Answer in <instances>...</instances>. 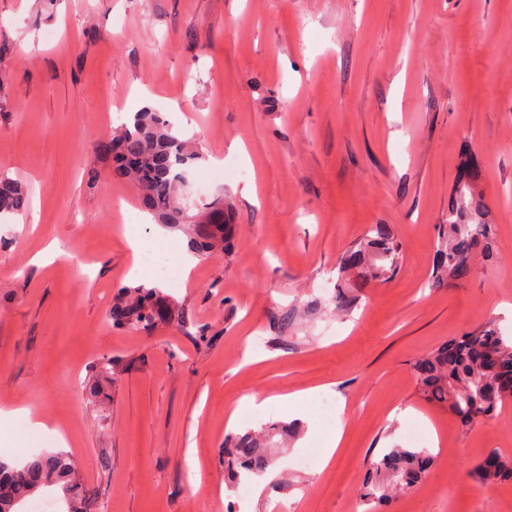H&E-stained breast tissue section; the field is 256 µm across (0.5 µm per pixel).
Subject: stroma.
<instances>
[{
    "mask_svg": "<svg viewBox=\"0 0 512 512\" xmlns=\"http://www.w3.org/2000/svg\"><path fill=\"white\" fill-rule=\"evenodd\" d=\"M510 43L512 0H0V173L29 197L0 221V409L29 408L61 433L13 422L7 439L26 453L66 446L91 512H365L372 461L409 447L420 424L434 464L381 512H512V480L472 477L490 451L512 457V401L465 430L421 398L413 370L474 327L512 333ZM141 94L199 144L191 200L223 198L235 226L229 252L174 283L130 277L124 233L141 198L93 149L132 123ZM467 154L496 258L435 286ZM217 158L238 173L200 187ZM374 224L400 242V269L337 310L338 260ZM54 239L68 257L31 265ZM138 281L196 333L112 326L119 288ZM301 390L296 433L270 451L275 479L239 498L228 434L287 422L280 398ZM327 391L328 422L316 412ZM338 430L332 462L303 465Z\"/></svg>",
    "mask_w": 512,
    "mask_h": 512,
    "instance_id": "35a3bbf8",
    "label": "stroma"
}]
</instances>
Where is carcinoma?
Returning <instances> with one entry per match:
<instances>
[{"label":"carcinoma","instance_id":"cac0c4a2","mask_svg":"<svg viewBox=\"0 0 512 512\" xmlns=\"http://www.w3.org/2000/svg\"><path fill=\"white\" fill-rule=\"evenodd\" d=\"M99 155L112 158L114 175L135 182L143 206L161 222L177 227L185 223L188 207L183 201V177L201 158L198 144L174 135L170 124L157 112H139L132 125L100 137ZM466 179L457 183L448 207V223L440 225L432 282L462 281L492 259L497 225L488 218L485 204L474 192V166L465 159ZM28 205V195L14 179L0 175V215L18 214ZM203 222L187 224L192 248L202 257L228 251L232 225L224 220V202L205 208ZM401 248L391 229L373 224L365 236L340 258L342 275L355 272L365 281H387L399 269ZM161 319L190 324L187 313L160 295L155 287L123 286L109 312L112 325L148 330ZM419 394L429 403L448 407L461 426L471 427L490 419L499 404L512 396V383L502 372L512 370V337L493 324L473 328L419 355L413 362ZM289 426L278 424L262 432L234 434L224 449V463L233 477L262 475L272 458L262 449L275 435H288ZM431 466L423 450L389 448L373 462L371 490L363 500L384 504L392 493L415 489ZM481 486L489 488L512 479V459L491 451L473 472ZM51 491L65 505V512H88L89 495L76 475L73 458L64 451L40 452L20 462L0 458V512H24L37 494Z\"/></svg>","mask_w":512,"mask_h":512}]
</instances>
